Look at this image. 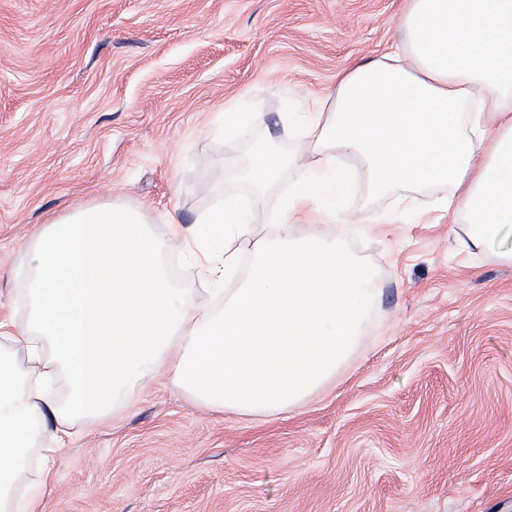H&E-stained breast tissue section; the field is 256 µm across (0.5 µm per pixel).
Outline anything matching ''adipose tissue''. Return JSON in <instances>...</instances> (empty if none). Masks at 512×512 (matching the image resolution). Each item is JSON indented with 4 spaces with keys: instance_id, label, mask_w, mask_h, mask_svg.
<instances>
[{
    "instance_id": "1",
    "label": "adipose tissue",
    "mask_w": 512,
    "mask_h": 512,
    "mask_svg": "<svg viewBox=\"0 0 512 512\" xmlns=\"http://www.w3.org/2000/svg\"><path fill=\"white\" fill-rule=\"evenodd\" d=\"M403 36L336 76V91L286 113L303 137L305 178L257 229L228 194L192 226L156 238L144 215L108 202L52 218L10 271L23 319L0 320V512H44L55 459L130 392L169 380L197 405L288 411L335 378L379 290L341 242L340 156L373 192L452 187L461 246L512 263V0H403ZM314 205L324 223L296 233ZM190 261L218 295L193 302L163 256Z\"/></svg>"
}]
</instances>
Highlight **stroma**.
Masks as SVG:
<instances>
[{
    "instance_id": "1",
    "label": "stroma",
    "mask_w": 512,
    "mask_h": 512,
    "mask_svg": "<svg viewBox=\"0 0 512 512\" xmlns=\"http://www.w3.org/2000/svg\"><path fill=\"white\" fill-rule=\"evenodd\" d=\"M401 0H0V315L38 225L92 202L164 238L224 195L280 115L401 37ZM265 122L225 134V105ZM332 231L380 295L357 349L298 408L219 413L129 394L56 460L46 512H512V264L469 254L444 186L374 194L358 161Z\"/></svg>"
}]
</instances>
